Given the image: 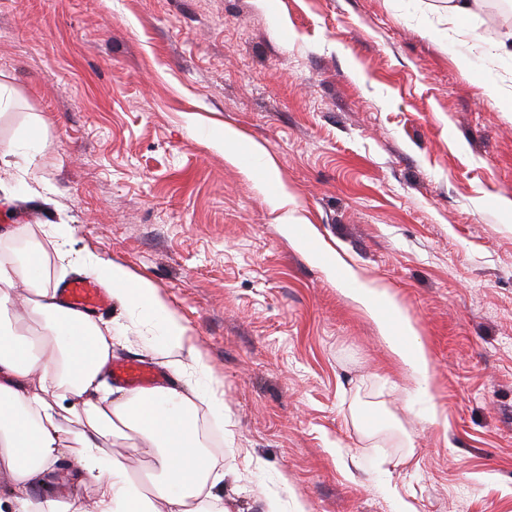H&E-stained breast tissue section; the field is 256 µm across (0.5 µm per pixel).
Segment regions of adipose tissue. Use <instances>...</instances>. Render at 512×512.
I'll return each mask as SVG.
<instances>
[{
  "label": "adipose tissue",
  "instance_id": "adipose-tissue-1",
  "mask_svg": "<svg viewBox=\"0 0 512 512\" xmlns=\"http://www.w3.org/2000/svg\"><path fill=\"white\" fill-rule=\"evenodd\" d=\"M233 161L276 177V166L259 143L225 126L220 137ZM86 268L105 283L114 302L137 321L151 325L147 349L167 360L174 374L210 376L204 355L186 341L179 316L145 279L123 264L96 254ZM47 258L37 248L23 260L0 256V512H214L220 480L206 454L190 389L156 387L115 395L102 378L112 357V339L82 312L63 307L46 286ZM343 292L378 324L391 350L429 392L431 358L399 304L378 285L345 268ZM24 303L40 325L31 336L16 333L11 312ZM74 455L75 474L61 473L57 453ZM148 450L153 479L129 471V451ZM90 478L89 503L69 497L72 478Z\"/></svg>",
  "mask_w": 512,
  "mask_h": 512
}]
</instances>
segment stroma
Wrapping results in <instances>:
<instances>
[{"instance_id":"1","label":"stroma","mask_w":512,"mask_h":512,"mask_svg":"<svg viewBox=\"0 0 512 512\" xmlns=\"http://www.w3.org/2000/svg\"><path fill=\"white\" fill-rule=\"evenodd\" d=\"M448 0H0V253L26 226L51 286L94 253L148 280L224 391L199 405L226 512H512V105ZM496 36H488V26ZM469 65H461L459 56ZM261 143L314 232L281 230ZM388 289L432 360L429 397L328 269ZM116 359L161 366L119 305ZM438 408L446 423L428 424ZM224 143V154L231 160L240 161L249 167L264 171L271 179L277 175L276 166L266 149L257 142L245 146L242 134L232 126H225L224 133L219 137V143ZM283 232L296 245L306 249L314 257H319V249L316 247L315 238L310 229L296 222V218L290 214H286L280 219Z\"/></svg>"}]
</instances>
